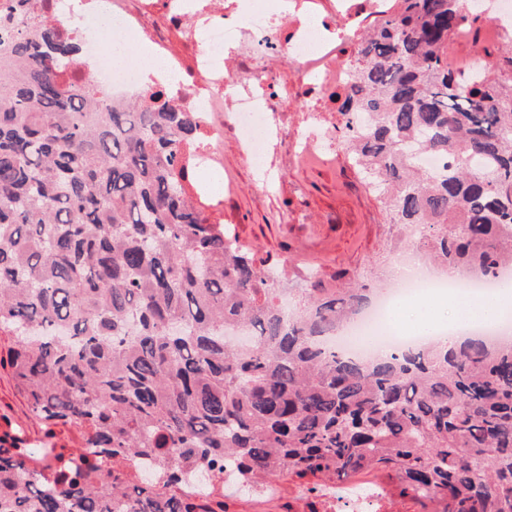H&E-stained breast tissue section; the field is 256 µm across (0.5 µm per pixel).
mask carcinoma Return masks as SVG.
Returning <instances> with one entry per match:
<instances>
[{
	"label": "carcinoma",
	"mask_w": 512,
	"mask_h": 512,
	"mask_svg": "<svg viewBox=\"0 0 512 512\" xmlns=\"http://www.w3.org/2000/svg\"><path fill=\"white\" fill-rule=\"evenodd\" d=\"M463 0H395L328 95L391 220L440 265L512 266V79L448 69ZM52 21L0 24V333L33 415L83 431V459L0 447V512H226L240 479L381 471L421 512H512V341H439L355 360L324 344L370 301L281 269L194 204L183 152L199 113L166 90L111 104L68 86ZM446 159L428 172L419 154ZM252 330L243 349L224 340ZM165 473L143 478L140 464Z\"/></svg>",
	"instance_id": "carcinoma-1"
}]
</instances>
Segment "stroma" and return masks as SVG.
<instances>
[{"instance_id": "obj_1", "label": "stroma", "mask_w": 512, "mask_h": 512, "mask_svg": "<svg viewBox=\"0 0 512 512\" xmlns=\"http://www.w3.org/2000/svg\"><path fill=\"white\" fill-rule=\"evenodd\" d=\"M471 27L477 38L455 39L449 61L470 57L478 42L492 51L494 73L512 78V28L496 38L487 19L472 21ZM284 38V31H277L273 47L238 50L228 64L231 81L238 85L254 82L259 76L254 60L265 59L281 91V109L269 116L262 166L254 165L240 135L225 133L224 182L231 184V191L222 192L215 183L202 189L194 171L189 193L257 257L287 266L283 285L290 302L298 301L304 274L311 268L330 287L354 282L380 286L391 251L407 249L411 239L402 225L391 223L383 196L351 160L342 116L331 110L308 111L296 91L301 82L298 62L277 51ZM317 127L329 133L325 155L297 161L291 143ZM7 427L25 443L33 467L48 463V449L70 453L82 443L80 430L71 425L56 427L54 437H46L10 370L0 366V431ZM326 489V482L313 477L284 479L274 495L258 499L233 492L225 502L229 512H305L307 502L320 500Z\"/></svg>"}]
</instances>
